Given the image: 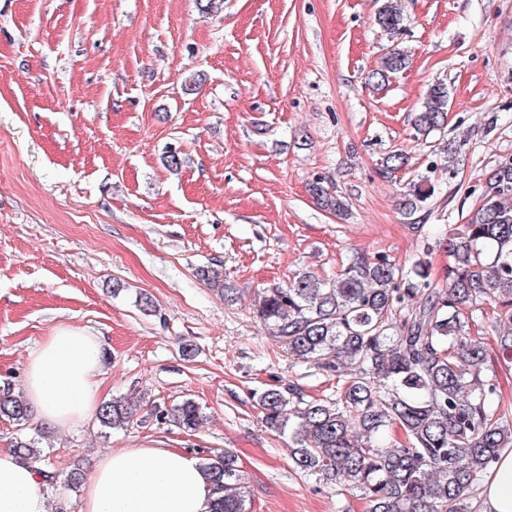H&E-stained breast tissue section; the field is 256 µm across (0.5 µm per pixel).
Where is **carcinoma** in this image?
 <instances>
[{
	"label": "carcinoma",
	"mask_w": 512,
	"mask_h": 512,
	"mask_svg": "<svg viewBox=\"0 0 512 512\" xmlns=\"http://www.w3.org/2000/svg\"><path fill=\"white\" fill-rule=\"evenodd\" d=\"M375 21L397 36L404 17L387 0ZM409 55L395 46L367 80L384 85L407 69ZM448 85L429 88L412 113L418 134L444 128ZM324 208L339 213L344 202L314 181L309 188ZM436 191L419 176L408 184L404 208L413 216ZM448 275L433 282L424 260L401 267L385 255H352L330 279L312 272L286 286L266 288L258 313L269 333L299 363H313L341 381L336 395L308 399L293 382L254 393L264 427L288 439L301 474L326 488L358 491L366 512H468L466 495L512 448V409L488 376L490 351L472 332L473 312L500 302L490 330L498 356L512 364V159L498 162L483 187L480 205L449 230ZM137 403L112 400L96 413L108 429L128 426ZM33 410L10 390L0 391V417L22 427ZM171 418L187 431L205 420L191 399L174 405ZM401 431L387 440L391 428ZM12 450L36 463L41 449L15 439ZM202 468L217 498L214 512H251L250 492L238 458L228 448Z\"/></svg>",
	"instance_id": "carcinoma-1"
}]
</instances>
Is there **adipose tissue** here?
I'll use <instances>...</instances> for the list:
<instances>
[{"label":"adipose tissue","mask_w":512,"mask_h":512,"mask_svg":"<svg viewBox=\"0 0 512 512\" xmlns=\"http://www.w3.org/2000/svg\"><path fill=\"white\" fill-rule=\"evenodd\" d=\"M104 343L86 329L53 330L31 355L24 385L37 419L69 430L97 410ZM35 465L0 451V512H47ZM215 493L198 456L181 448H123L102 456L83 488V512H211ZM478 512H512V450L483 480Z\"/></svg>","instance_id":"obj_1"}]
</instances>
